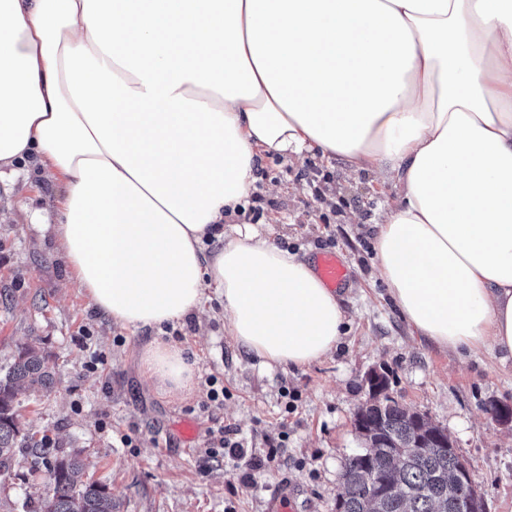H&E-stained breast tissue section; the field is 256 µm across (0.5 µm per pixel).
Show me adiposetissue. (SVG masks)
Masks as SVG:
<instances>
[{
    "label": "adipose tissue",
    "instance_id": "adipose-tissue-1",
    "mask_svg": "<svg viewBox=\"0 0 512 512\" xmlns=\"http://www.w3.org/2000/svg\"><path fill=\"white\" fill-rule=\"evenodd\" d=\"M316 150L397 178L374 250L408 323L512 356V0H0V169L32 156L63 181L38 228L119 327L216 292L267 368L335 350L347 315L310 262L255 224L202 249L256 154ZM139 370L195 387L162 341Z\"/></svg>",
    "mask_w": 512,
    "mask_h": 512
}]
</instances>
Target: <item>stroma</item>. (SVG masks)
Here are the masks:
<instances>
[{
	"mask_svg": "<svg viewBox=\"0 0 512 512\" xmlns=\"http://www.w3.org/2000/svg\"><path fill=\"white\" fill-rule=\"evenodd\" d=\"M261 161L267 176L258 191L278 203L260 219L272 243L309 260L336 252L352 272L338 292L349 321L336 350L301 368L267 370L237 345L217 294L208 317L187 316L170 333L112 325L70 283L53 236L31 222L55 217L62 181L34 162L0 177V367L33 344L55 373L46 396L19 395L24 429L78 455L86 476L111 488L120 512H269L280 497L287 512H336L343 461L359 446L354 414L375 371L390 397L448 432L486 512H512V423L492 411L512 407V357L460 355L412 332L378 276L373 248L372 227L397 197L394 181L353 171L340 156ZM313 179L322 199L312 194ZM153 339L178 342L195 360L191 395L163 397L144 381L138 352ZM93 351L100 361L92 368ZM211 374L224 384L214 415L201 407ZM184 421L198 427L190 449L177 431ZM218 424L237 428L248 457L206 455ZM273 444L275 462L251 468ZM42 469L30 455L0 474V512H25L44 497Z\"/></svg>",
	"mask_w": 512,
	"mask_h": 512,
	"instance_id": "1",
	"label": "stroma"
}]
</instances>
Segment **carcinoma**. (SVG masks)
<instances>
[{
    "instance_id": "1",
    "label": "carcinoma",
    "mask_w": 512,
    "mask_h": 512,
    "mask_svg": "<svg viewBox=\"0 0 512 512\" xmlns=\"http://www.w3.org/2000/svg\"><path fill=\"white\" fill-rule=\"evenodd\" d=\"M54 386V372L35 347L18 351L13 362L0 368V473L9 472L28 450L44 459L46 496L30 512H116L108 485L83 481L82 460L51 448L22 428L18 396H43ZM363 418L383 433L387 447L372 449L374 466L393 468L402 497L369 500V463L348 457L343 466L342 512H454L450 506L452 477L466 460L457 452L429 448L416 453L409 443L416 427L415 413L383 395L362 407Z\"/></svg>"
}]
</instances>
